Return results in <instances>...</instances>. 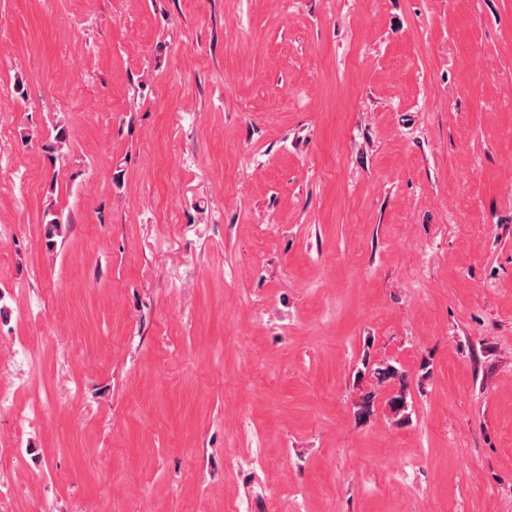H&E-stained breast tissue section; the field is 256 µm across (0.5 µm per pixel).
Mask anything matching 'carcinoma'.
<instances>
[{"label": "carcinoma", "mask_w": 512, "mask_h": 512, "mask_svg": "<svg viewBox=\"0 0 512 512\" xmlns=\"http://www.w3.org/2000/svg\"><path fill=\"white\" fill-rule=\"evenodd\" d=\"M70 139L67 127L61 125L56 128L54 143L50 150L63 157L69 151ZM370 376L373 386L368 389L359 388L357 398L353 401V413L357 420L364 421L374 415L377 408L378 390L381 387L391 389L386 404L396 421H403L408 417V401L406 396L407 373L399 366L390 362H372L368 359L363 362V369L357 372L356 379Z\"/></svg>", "instance_id": "obj_1"}]
</instances>
